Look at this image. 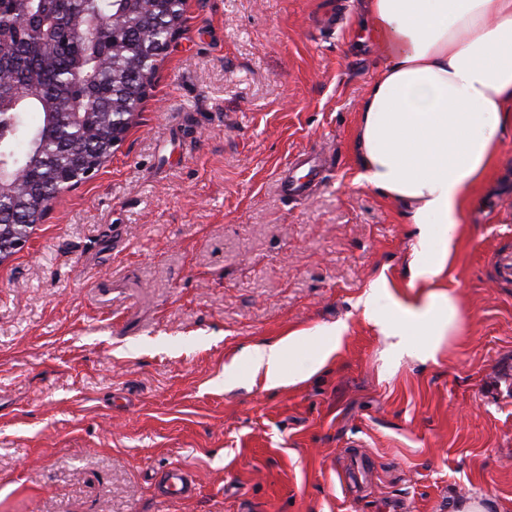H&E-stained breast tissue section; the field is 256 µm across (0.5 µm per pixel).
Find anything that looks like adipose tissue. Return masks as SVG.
<instances>
[{"label":"adipose tissue","instance_id":"adipose-tissue-1","mask_svg":"<svg viewBox=\"0 0 512 512\" xmlns=\"http://www.w3.org/2000/svg\"><path fill=\"white\" fill-rule=\"evenodd\" d=\"M362 21L385 63L359 110L356 181L405 207L416 227L412 277L432 283L453 258L460 216L496 163L501 133L512 128V0H364ZM357 305L397 356L423 362L464 324L452 292L402 297L383 278ZM344 331L291 330L243 356L269 385L294 384L328 363ZM303 349L300 371L293 361Z\"/></svg>","mask_w":512,"mask_h":512}]
</instances>
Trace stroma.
Here are the masks:
<instances>
[{
    "label": "stroma",
    "mask_w": 512,
    "mask_h": 512,
    "mask_svg": "<svg viewBox=\"0 0 512 512\" xmlns=\"http://www.w3.org/2000/svg\"><path fill=\"white\" fill-rule=\"evenodd\" d=\"M184 18L109 161L0 264V512L511 506L512 128L437 282L462 335L392 361L357 299L424 284L403 207L354 182L383 64L360 0H187ZM304 152L313 188L287 196ZM338 321L308 379L251 381L243 347ZM175 467L192 497L159 496ZM454 512H489L495 504L484 494H469L464 498L456 496ZM497 509V508H496ZM498 512H507L497 509Z\"/></svg>",
    "instance_id": "obj_1"
}]
</instances>
